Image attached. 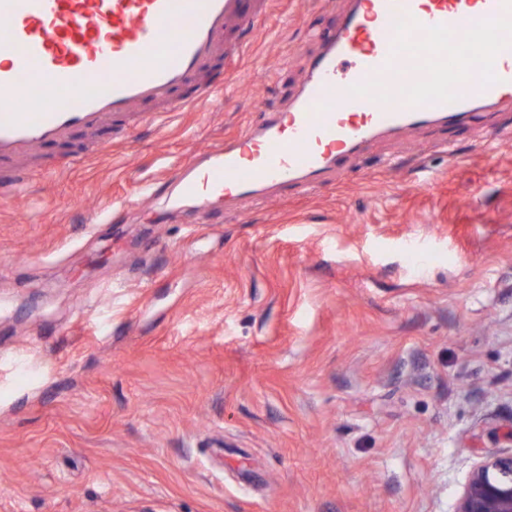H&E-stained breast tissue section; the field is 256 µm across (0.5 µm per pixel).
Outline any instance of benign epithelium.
Segmentation results:
<instances>
[{
    "instance_id": "benign-epithelium-1",
    "label": "benign epithelium",
    "mask_w": 512,
    "mask_h": 512,
    "mask_svg": "<svg viewBox=\"0 0 512 512\" xmlns=\"http://www.w3.org/2000/svg\"><path fill=\"white\" fill-rule=\"evenodd\" d=\"M508 452H492L475 464L455 512H512V429L501 435Z\"/></svg>"
}]
</instances>
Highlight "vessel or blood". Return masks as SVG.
I'll return each instance as SVG.
<instances>
[{
	"mask_svg": "<svg viewBox=\"0 0 512 512\" xmlns=\"http://www.w3.org/2000/svg\"><path fill=\"white\" fill-rule=\"evenodd\" d=\"M267 0H0V199L23 159L77 135L112 140L142 107L212 100L216 63ZM512 0H356L298 102L168 171L175 202L319 184L365 141L455 126L512 100Z\"/></svg>",
	"mask_w": 512,
	"mask_h": 512,
	"instance_id": "b4317fda",
	"label": "vessel or blood"
}]
</instances>
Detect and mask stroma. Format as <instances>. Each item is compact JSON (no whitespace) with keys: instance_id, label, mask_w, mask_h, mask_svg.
I'll return each mask as SVG.
<instances>
[{"instance_id":"1","label":"stroma","mask_w":512,"mask_h":512,"mask_svg":"<svg viewBox=\"0 0 512 512\" xmlns=\"http://www.w3.org/2000/svg\"><path fill=\"white\" fill-rule=\"evenodd\" d=\"M352 6L271 0L212 101L0 201V512H455L500 449L512 102L312 190L163 202L300 97Z\"/></svg>"}]
</instances>
